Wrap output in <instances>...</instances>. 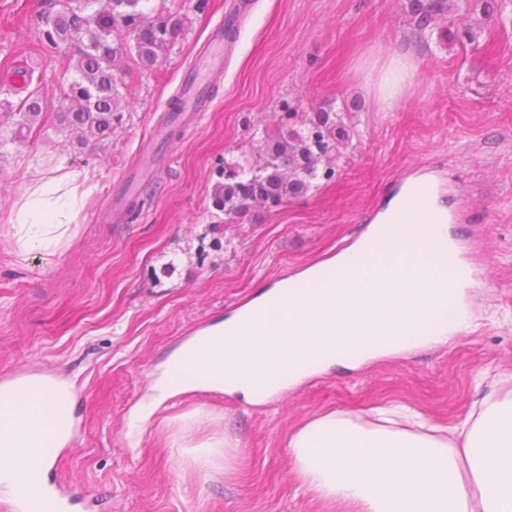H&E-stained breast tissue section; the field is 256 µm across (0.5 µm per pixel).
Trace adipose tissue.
<instances>
[{
    "mask_svg": "<svg viewBox=\"0 0 512 512\" xmlns=\"http://www.w3.org/2000/svg\"><path fill=\"white\" fill-rule=\"evenodd\" d=\"M415 72L406 55L392 58L377 83L383 110L401 105ZM87 181L68 171L26 187L4 218L19 258L54 255L74 237L92 192ZM73 412L63 383L47 392L0 394L1 496L16 498L47 446L70 441ZM288 453L302 487L355 512H512V390L484 398L448 425L405 403L335 410L290 434Z\"/></svg>",
    "mask_w": 512,
    "mask_h": 512,
    "instance_id": "obj_1",
    "label": "adipose tissue"
}]
</instances>
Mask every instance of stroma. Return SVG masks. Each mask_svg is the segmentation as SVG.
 <instances>
[{
    "label": "stroma",
    "mask_w": 512,
    "mask_h": 512,
    "mask_svg": "<svg viewBox=\"0 0 512 512\" xmlns=\"http://www.w3.org/2000/svg\"><path fill=\"white\" fill-rule=\"evenodd\" d=\"M239 1L198 9L186 0L184 30L152 69L121 61L123 122L97 141L57 130L75 71L32 23L51 0H0V103L25 96L12 79L24 65L46 104L21 141L14 119L0 116V213L46 175L86 171L94 186L57 255L18 261L0 223V379L22 370L70 386L74 433L49 476L71 487L76 512H349L302 488L291 431L331 410L392 401L447 424L512 374V21L486 23L475 44L451 47L418 33L405 0H243L224 68L207 76L209 111L173 120L185 75ZM398 53L417 70L405 101L386 112L362 74H382ZM321 106L355 125L334 176L281 207L219 223L211 190L220 171L286 132V113ZM417 177L435 183L475 271L464 294L469 330L331 368L260 403L188 392L129 436L130 417L191 329L336 257ZM198 407L209 414L201 435L241 441L236 473L200 470L192 449L174 447L176 417Z\"/></svg>",
    "instance_id": "1"
}]
</instances>
